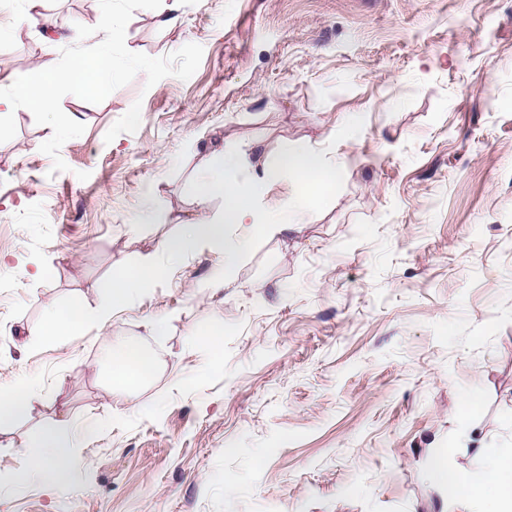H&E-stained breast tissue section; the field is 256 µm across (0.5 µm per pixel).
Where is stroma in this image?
<instances>
[{
	"mask_svg": "<svg viewBox=\"0 0 512 512\" xmlns=\"http://www.w3.org/2000/svg\"><path fill=\"white\" fill-rule=\"evenodd\" d=\"M14 4L0 75L90 46L111 18L117 76L50 111L0 105V388L37 377L30 418L0 429V512H448L434 458L478 471L512 441V0H43ZM77 125H69L70 115ZM266 161L290 142L342 164L287 238L258 239L231 288L204 248L69 342L29 336L46 305L204 215L212 150ZM169 315L166 337L146 319ZM221 328L207 356L193 337ZM155 360L111 391L112 337ZM91 421L71 493L21 477L41 425Z\"/></svg>",
	"mask_w": 512,
	"mask_h": 512,
	"instance_id": "35a3bbf8",
	"label": "stroma"
}]
</instances>
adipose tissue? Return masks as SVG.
<instances>
[{
  "instance_id": "adipose-tissue-1",
  "label": "adipose tissue",
  "mask_w": 512,
  "mask_h": 512,
  "mask_svg": "<svg viewBox=\"0 0 512 512\" xmlns=\"http://www.w3.org/2000/svg\"><path fill=\"white\" fill-rule=\"evenodd\" d=\"M72 40L91 44V57L78 58L71 69L58 68L45 60L17 74L5 76V83L15 91L18 100L27 108L45 111L51 108L55 87L69 83L78 95H86L107 85L116 76L112 65V22L104 20L98 29L74 28ZM246 163L245 158L230 155L207 168L200 178L199 200L211 196L224 198V213L220 219L202 218L183 226L180 232L167 239L163 249L170 258L178 259L194 249L220 246L224 262L214 271L207 283L208 289L231 287L243 258L255 241L262 237H285L292 233L302 210V195L319 196L336 182L338 170L326 165L304 143L287 145L277 165H264L252 181L251 191H243L235 174ZM288 178L299 189L300 195L277 211L257 208L255 199L265 183ZM167 266L146 260L126 268L110 279L96 281L95 292L104 297L103 304L88 313L77 306L45 308L39 324L29 333L47 343H62L80 335L88 324L106 330L114 310L123 308L134 297L140 296L153 283L165 276ZM105 362L110 371L107 383L121 392H132L146 380L154 368L153 361L143 360L141 353L123 338H115ZM40 395L36 378L27 377L11 388L0 391V427L27 418ZM79 429L56 425L42 427L35 434L36 448L26 471L27 477L53 486L73 482L71 460ZM433 480L448 491V512H512V449L487 459L480 474L470 475L449 467L439 460L432 472Z\"/></svg>"
}]
</instances>
